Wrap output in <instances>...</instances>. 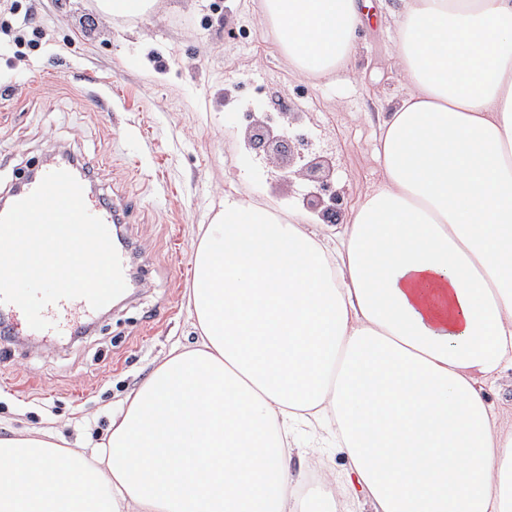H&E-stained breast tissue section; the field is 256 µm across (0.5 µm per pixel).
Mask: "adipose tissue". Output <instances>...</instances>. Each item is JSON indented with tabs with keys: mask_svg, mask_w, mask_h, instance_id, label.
I'll return each mask as SVG.
<instances>
[{
	"mask_svg": "<svg viewBox=\"0 0 512 512\" xmlns=\"http://www.w3.org/2000/svg\"><path fill=\"white\" fill-rule=\"evenodd\" d=\"M369 0H263L304 75L343 68ZM381 181L344 224L228 195L193 253L199 338L171 348L91 452L0 438L58 472L0 512H512V0H401ZM346 468L292 474L294 422ZM490 400L495 404L497 411L506 421L512 417V387L510 379H504L500 383V388L496 387L489 393Z\"/></svg>",
	"mask_w": 512,
	"mask_h": 512,
	"instance_id": "ef3b65f1",
	"label": "adipose tissue"
}]
</instances>
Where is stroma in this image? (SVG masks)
Here are the masks:
<instances>
[{
	"label": "stroma",
	"mask_w": 512,
	"mask_h": 512,
	"mask_svg": "<svg viewBox=\"0 0 512 512\" xmlns=\"http://www.w3.org/2000/svg\"><path fill=\"white\" fill-rule=\"evenodd\" d=\"M87 0H17L0 34V196L56 151L98 162L96 188L135 200L123 235L138 285L87 333L55 345L0 340V438L52 432L93 447L172 345L195 339L187 305L198 227L225 194L300 212L305 182L246 149L249 113H298L335 169L336 223L377 185L378 117L403 77L394 60L400 0H372L359 52L328 76H303L262 30L261 0H159L106 22ZM105 80L112 107L82 82Z\"/></svg>",
	"instance_id": "stroma-1"
}]
</instances>
